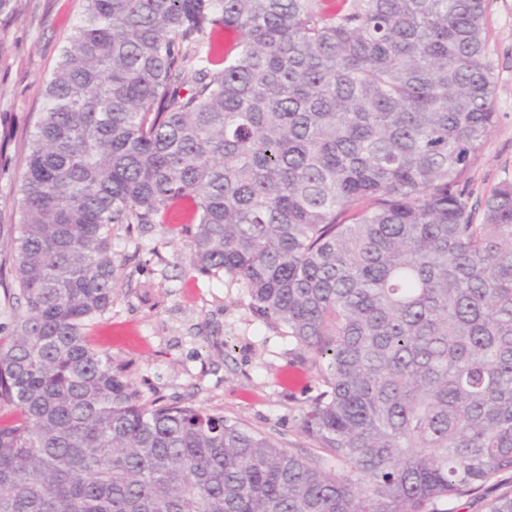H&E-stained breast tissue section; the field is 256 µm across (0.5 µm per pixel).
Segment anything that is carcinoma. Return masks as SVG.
Wrapping results in <instances>:
<instances>
[{"label": "carcinoma", "instance_id": "1", "mask_svg": "<svg viewBox=\"0 0 512 512\" xmlns=\"http://www.w3.org/2000/svg\"><path fill=\"white\" fill-rule=\"evenodd\" d=\"M27 132L0 344V512H512V176L485 0H82ZM191 207L190 260L318 359L279 447L141 399L86 326L112 225ZM486 50L493 67L499 120L471 170V203L512 175V0H486Z\"/></svg>", "mask_w": 512, "mask_h": 512}]
</instances>
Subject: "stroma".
<instances>
[{"mask_svg": "<svg viewBox=\"0 0 512 512\" xmlns=\"http://www.w3.org/2000/svg\"><path fill=\"white\" fill-rule=\"evenodd\" d=\"M81 6L18 0L13 19L0 24V281L15 263L24 133ZM486 34L499 120L471 170L477 199L512 175V0H486ZM187 219L176 209L159 224L113 225L117 290L110 311L86 326L87 344L124 365L142 399L190 401L244 421L289 451H314L299 429L320 389L311 355L252 311L236 278L208 276L192 265Z\"/></svg>", "mask_w": 512, "mask_h": 512, "instance_id": "1", "label": "stroma"}]
</instances>
